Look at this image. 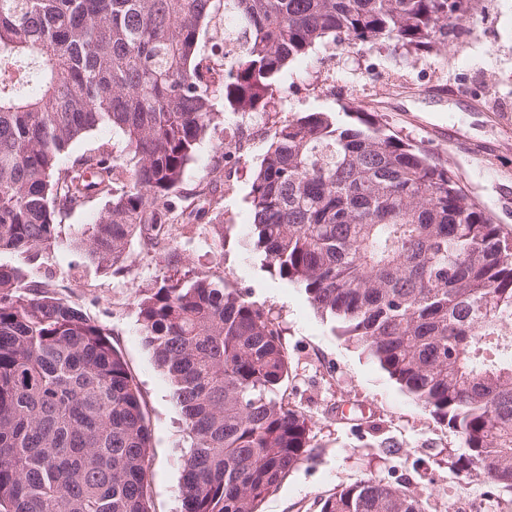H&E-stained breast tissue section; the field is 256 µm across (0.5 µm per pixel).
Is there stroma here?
I'll list each match as a JSON object with an SVG mask.
<instances>
[{
	"label": "stroma",
	"mask_w": 512,
	"mask_h": 512,
	"mask_svg": "<svg viewBox=\"0 0 512 512\" xmlns=\"http://www.w3.org/2000/svg\"><path fill=\"white\" fill-rule=\"evenodd\" d=\"M278 105L262 126L248 115L220 114L200 143L180 192L197 206L211 189L212 221L175 225L177 268L223 282L273 319L288 353L281 392L311 425L312 460L301 463L262 504V512H320L342 486L374 478L427 499L429 512H512V492L491 495L464 471L448 467L462 453L458 435L402 391L379 366L334 330L304 290L270 268L249 236L248 204L256 166L274 123L307 112L343 116L357 103L387 129L422 144L455 173L493 223L512 236V0H471L447 51L410 54L386 43L367 49L333 43L293 61L281 77ZM249 129L232 169L219 145L225 125ZM118 275L89 267L62 249L50 259L52 288L110 335L141 393L151 429L147 463L153 512H181L183 418L166 373L137 320L135 294L171 273L157 255L132 242Z\"/></svg>",
	"instance_id": "stroma-1"
}]
</instances>
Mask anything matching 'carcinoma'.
Returning a JSON list of instances; mask_svg holds the SVG:
<instances>
[{"label": "carcinoma", "instance_id": "obj_1", "mask_svg": "<svg viewBox=\"0 0 512 512\" xmlns=\"http://www.w3.org/2000/svg\"><path fill=\"white\" fill-rule=\"evenodd\" d=\"M468 0H0V512H152L139 388L106 330L34 276L62 245L59 217L94 198L71 238L119 274L133 239L169 238L212 201L179 195L217 117L268 112L290 62L327 41L442 51ZM226 31L240 53L224 61ZM275 125L253 176L250 231L266 263L459 436L448 456L512 490V238L429 150L357 107ZM123 136L68 164L97 129ZM188 438L182 512H259L313 458L311 427L279 395L280 332L205 277L135 296ZM321 512H427L364 479ZM100 143H108L110 150H112L113 145L116 155L121 154V151L124 147L122 136L116 133H112V129L94 131L86 138L75 142L64 155L63 161L65 163L70 162L84 152H87L88 149H91Z\"/></svg>", "mask_w": 512, "mask_h": 512}]
</instances>
